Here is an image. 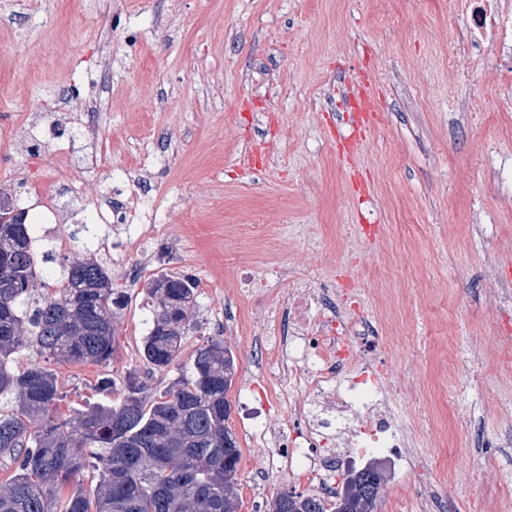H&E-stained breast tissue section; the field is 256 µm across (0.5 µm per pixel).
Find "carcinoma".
<instances>
[{"label": "carcinoma", "mask_w": 512, "mask_h": 512, "mask_svg": "<svg viewBox=\"0 0 512 512\" xmlns=\"http://www.w3.org/2000/svg\"><path fill=\"white\" fill-rule=\"evenodd\" d=\"M0 210V459L13 471L0 482V512H239L241 450L229 426L236 362L218 336L198 345L189 370L163 392L131 367L122 385L107 369L116 360L117 318L131 294L73 238L60 265V287L39 290L26 211ZM190 276L161 274L145 282L152 318L138 349L143 366L164 371L179 358L197 313ZM31 351L44 362L19 365ZM94 364L110 405L60 411L63 400L47 362ZM98 475L89 493L75 481ZM375 465L342 474L332 500L285 489L269 512H375Z\"/></svg>", "instance_id": "cac0c4a2"}]
</instances>
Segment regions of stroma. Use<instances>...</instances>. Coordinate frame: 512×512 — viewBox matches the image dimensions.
I'll use <instances>...</instances> for the list:
<instances>
[{
	"label": "stroma",
	"mask_w": 512,
	"mask_h": 512,
	"mask_svg": "<svg viewBox=\"0 0 512 512\" xmlns=\"http://www.w3.org/2000/svg\"><path fill=\"white\" fill-rule=\"evenodd\" d=\"M453 0H0V189L19 197L40 280L59 269L63 241L94 234L98 259L134 299L120 319L114 370L140 365L151 321L146 279L185 273L199 283L185 352L150 384L163 391L194 349L222 335L236 359L229 424L242 450L241 512L294 480L261 446L286 426L262 390L282 368L269 355L284 286L274 267L309 260L346 275L391 339L392 408L411 433L448 512H512V426L489 394L512 398V362L474 356L495 335L486 251L512 267V82L494 49L468 51ZM112 72L99 76L101 53ZM374 78L379 120L343 160L346 103ZM98 102L94 139L81 112L50 111L65 92ZM259 153L256 169L242 165ZM149 172L150 235L138 248L124 223L96 222L92 199L136 197L130 168ZM61 221L45 227L41 199ZM265 280L264 294L243 278ZM64 401L108 404L93 364L56 368ZM463 392L470 422L451 404ZM260 417L247 418L249 408ZM490 466L474 471L479 442ZM379 500L418 512L411 470H385Z\"/></svg>",
	"instance_id": "1"
}]
</instances>
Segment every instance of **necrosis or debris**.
<instances>
[{"label": "necrosis or debris", "instance_id": "necrosis-or-debris-1", "mask_svg": "<svg viewBox=\"0 0 512 512\" xmlns=\"http://www.w3.org/2000/svg\"><path fill=\"white\" fill-rule=\"evenodd\" d=\"M454 4L467 17L470 48L492 44L497 70L512 76V14L498 0ZM275 276L287 287V319L274 355L290 362L287 383L277 386L288 411L287 429L274 435L277 462L322 483L327 499L340 465L411 463L407 429L387 404L384 339L369 316L352 308L343 284L320 270L301 278L280 266Z\"/></svg>", "mask_w": 512, "mask_h": 512}]
</instances>
